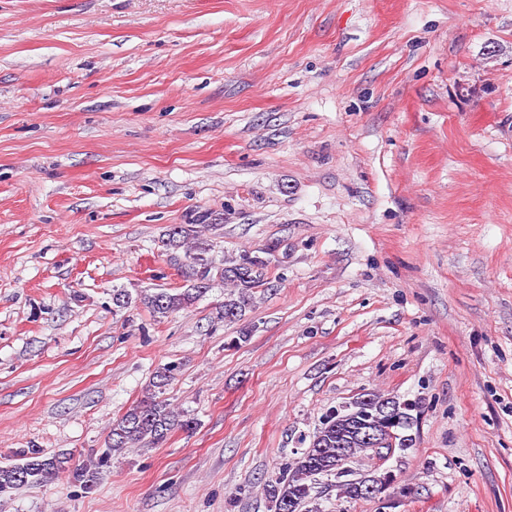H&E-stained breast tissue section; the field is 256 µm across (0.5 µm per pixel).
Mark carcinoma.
Wrapping results in <instances>:
<instances>
[{
	"label": "carcinoma",
	"instance_id": "cac0c4a2",
	"mask_svg": "<svg viewBox=\"0 0 512 512\" xmlns=\"http://www.w3.org/2000/svg\"><path fill=\"white\" fill-rule=\"evenodd\" d=\"M220 229L218 224L207 223V214L197 216L194 224H176L170 228L164 245L170 249L185 248L186 277L189 285L180 290H160L132 296L125 289H115L112 299L116 307L125 309L132 301H138L155 318L188 307L213 288L216 280L231 287L224 294V302L216 309L219 322L240 320L251 306L255 289L269 284L268 262L261 258L252 263L246 261L249 252L224 260V267L214 265L209 257L212 244L201 237L202 231ZM175 366L158 368L142 397L117 420L113 421L107 445L98 453L83 460H74V454L59 451L47 454L41 448H23L16 451L10 463L0 465V498H6L21 486H44L65 476L74 486L89 493L95 489L102 475L112 467L116 453L125 448L149 449L167 440L174 430H191L194 418L171 407L161 397L172 378ZM369 413L367 405L357 397L347 402L344 411L325 413L320 425L309 436L308 446L286 464L280 473L264 484L265 497L273 512H299L302 505L313 498L314 477L326 472V465L336 460V453L343 448L360 459L367 458V450L359 443L356 433L358 424ZM337 500L358 501L365 498L349 477L334 478Z\"/></svg>",
	"mask_w": 512,
	"mask_h": 512
}]
</instances>
